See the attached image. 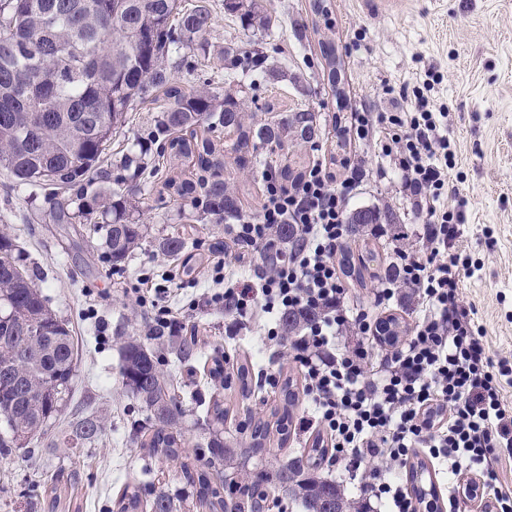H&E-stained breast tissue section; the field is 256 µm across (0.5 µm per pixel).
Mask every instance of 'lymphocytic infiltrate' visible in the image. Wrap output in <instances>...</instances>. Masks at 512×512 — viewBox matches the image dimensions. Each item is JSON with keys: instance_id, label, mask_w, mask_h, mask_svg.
Returning <instances> with one entry per match:
<instances>
[{"instance_id": "f902f5d3", "label": "lymphocytic infiltrate", "mask_w": 512, "mask_h": 512, "mask_svg": "<svg viewBox=\"0 0 512 512\" xmlns=\"http://www.w3.org/2000/svg\"><path fill=\"white\" fill-rule=\"evenodd\" d=\"M441 80L424 71L414 84L386 87L390 110L361 107L350 115L354 140L389 160L401 194L424 218V248L396 258V277L380 281L371 307L356 306L339 264L349 238L348 204L368 175L348 159L336 170L316 162L293 178L266 170L257 215L227 228L230 244L208 268L221 285L209 303L234 314L228 333L244 320L270 341L282 336L283 313H315L292 345L311 411L304 426L318 431L337 463L358 471L362 504L418 512L402 471L424 448L447 471L449 496L459 490L460 472L473 468L495 512H512V485L497 466L501 449L512 447V406L484 331L463 301V278L476 264L462 245L467 202L448 206L449 112L430 96ZM279 224L295 226L294 242L273 264L255 266ZM230 265L253 268L254 279L227 277ZM408 292L418 298L410 336L377 352L378 312Z\"/></svg>"}]
</instances>
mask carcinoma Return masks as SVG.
<instances>
[{"mask_svg": "<svg viewBox=\"0 0 512 512\" xmlns=\"http://www.w3.org/2000/svg\"><path fill=\"white\" fill-rule=\"evenodd\" d=\"M232 8L244 11L250 21L265 22L256 0H233ZM208 0H0V170L13 187L34 197L39 191L55 199L54 220L70 224L79 217L99 225L112 263L122 262L146 238V225L127 213L128 196L147 190L141 167L133 160L121 164L126 176L114 178L124 188L99 202L77 204L59 199L62 192L83 186L100 169L112 136L124 126L127 114L162 94L165 105L154 121L150 136L169 142L176 157L192 160L196 179L167 183L183 200L219 219L239 213L243 190L224 180V149L198 131L221 126L236 133L233 150L290 141L311 142L321 135L313 113L282 112L271 122L259 123L247 115L244 102L217 88L180 84L165 62L182 52L203 47L212 25ZM259 66L263 56H250L234 48L224 50L226 76L238 73L243 59ZM190 132L173 139L175 132ZM352 240L364 251L340 253L345 278L362 283L364 271L378 262L368 229L386 224L393 239H407L405 225L394 213L379 207H363L348 214ZM188 247L180 236L159 244L162 252L177 256ZM35 272L20 264L14 254L8 225L0 226V455L26 448L46 432L50 420L61 411L76 377L73 338L66 323L46 305L34 287ZM313 315L289 312L282 319L283 341L292 342ZM407 332L395 319L380 326L384 341L392 342ZM120 377L124 390L147 413L148 425L136 428V436L154 457L178 459L184 442L174 434L182 409L172 392L159 360L133 338L120 347ZM252 362L237 368L239 394L251 390ZM299 402L297 383L282 380L278 403L271 410L279 444L288 441L289 426ZM212 457L242 475L244 493L226 498L205 467L184 466L187 481L196 486L197 499L208 512H254L253 503L264 498L265 484L299 502L302 512H361L338 482L317 475L327 449L320 439L296 455L277 460L272 476L251 472L248 462L271 442L270 423L250 424L249 439H224V399L215 398L207 410ZM102 421L82 419L71 426L69 440L84 444L98 438ZM116 512H139V488L125 486L115 503ZM190 508L166 491L150 501L151 512H181Z\"/></svg>", "mask_w": 512, "mask_h": 512, "instance_id": "cac0c4a2", "label": "carcinoma"}]
</instances>
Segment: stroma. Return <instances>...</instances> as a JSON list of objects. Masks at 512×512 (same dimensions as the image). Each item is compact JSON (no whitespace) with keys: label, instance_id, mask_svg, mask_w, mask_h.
Listing matches in <instances>:
<instances>
[{"label":"stroma","instance_id":"obj_1","mask_svg":"<svg viewBox=\"0 0 512 512\" xmlns=\"http://www.w3.org/2000/svg\"><path fill=\"white\" fill-rule=\"evenodd\" d=\"M261 2L270 18L266 29L249 24L224 0H212L208 54L174 72L183 85L220 88L225 47L260 50L266 62L245 73L238 85L255 120L307 110L322 128L319 140L297 141L285 151L260 146V163L254 167L243 169L227 159L225 178L247 189L244 213L257 208L263 169L284 164L286 157L305 167L322 156L358 158L370 176L350 209L390 207L411 230V243H418L421 216L400 194L394 173L377 177L383 162L374 147H356L341 134L336 99L344 97L352 108L363 104L385 112L391 107L386 86L414 82L428 68L438 71L442 81L432 96L449 108L457 195L467 201L464 246L478 262L464 280L463 298L486 331L484 343L493 360L512 365V0ZM324 40L336 46L335 67H328L321 55ZM158 111V104L148 103L130 112L103 162L109 170L129 155L151 175L153 189L133 212L148 227L146 240L124 263L113 264L95 225L54 223L51 202L30 199L0 183V224L9 225L16 256L37 272V287L68 325L77 347L74 386L48 433L29 447L0 455V512H112L128 483L139 486L146 500L159 488L191 500L194 489L179 462L149 456L135 438L146 412L122 388L119 337H138L159 352L182 405L177 429L191 459L211 460L206 410L213 397H223L228 411L225 437L237 438L240 423L249 417L269 418L279 400L280 389L268 385L267 375L280 379L297 373L289 351L262 346L252 324H244L235 338L225 337L224 312L215 307L201 305L191 313L202 341L198 355L188 362L176 361L179 337L151 335L149 314L135 302L139 277L173 273L162 295L171 305L201 297L209 286L202 272L214 257L212 245L227 228L226 222L165 191L170 177H188L190 169L185 160L158 156L150 148L148 133ZM171 235L189 242L175 257L158 248ZM228 353L246 354L254 363L248 397L210 374L213 358ZM86 417L103 420L102 434L94 442L70 447L66 434ZM211 462L215 477L233 483L221 461Z\"/></svg>","mask_w":512,"mask_h":512}]
</instances>
